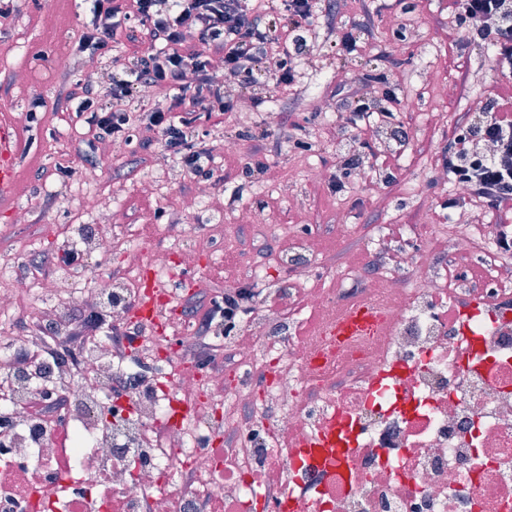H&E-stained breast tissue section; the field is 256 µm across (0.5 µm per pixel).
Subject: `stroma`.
<instances>
[{
    "instance_id": "1",
    "label": "stroma",
    "mask_w": 512,
    "mask_h": 512,
    "mask_svg": "<svg viewBox=\"0 0 512 512\" xmlns=\"http://www.w3.org/2000/svg\"><path fill=\"white\" fill-rule=\"evenodd\" d=\"M14 32L17 44H0V69L22 72L40 83V95L54 101L61 85L52 72L54 58L78 41L87 20L84 0H19ZM321 15L306 34L310 52L297 62L302 77L293 87L276 92L269 101L253 107L252 124H276L290 128L305 122L303 137L308 149L282 142L269 159L271 166L288 177V189L267 187L265 179L242 175L244 153L225 147L241 129L231 114L213 113L196 123L214 147L215 164L222 175L215 191L221 206L187 211L181 169L164 153L147 163L133 151L96 164L100 193L112 196L123 215L116 232L143 255L164 252L183 244L182 222L192 218L199 239L209 241L210 251L187 269L182 281L189 303L207 305L222 288L226 267L246 276L254 260L275 251H287L292 236L309 232L317 244L316 265L307 287L329 291L336 286L335 269L348 263L364 271L367 258L362 240L366 227L383 228L389 250L401 244L398 230L407 224H456L468 213L474 224H511L512 210L489 215L479 204L465 211L444 208L449 196L465 195L462 185H440L435 173L442 164V149L471 120L484 112L491 96L512 93V81L503 78L484 46L460 49L462 29L451 14L449 0H319ZM337 14L339 21L358 22L373 16V40L363 55L338 59L324 16ZM386 73L383 83L373 82ZM357 86L365 100L377 102L385 93L398 99L391 110L396 122L407 128L410 140L396 160L393 181L383 182L372 168L349 176L346 189L335 193L330 180L340 164L342 150L336 145L334 118L348 115L350 102L337 96L342 86ZM86 126L75 113L53 109L29 132L31 143L21 158L22 177L16 197L0 205V268L17 264L27 269L30 282L41 285L53 278L47 256L66 245L63 228L79 207L73 184H62L56 165L84 172L86 163L75 149ZM320 179H311V170ZM165 177L161 192L148 195L142 183L148 173ZM52 198L50 208H38L27 224L13 221L16 210L29 207L34 198ZM258 202L270 223L285 224L282 237L235 221L237 208Z\"/></svg>"
}]
</instances>
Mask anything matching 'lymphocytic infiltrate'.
<instances>
[{
  "mask_svg": "<svg viewBox=\"0 0 512 512\" xmlns=\"http://www.w3.org/2000/svg\"><path fill=\"white\" fill-rule=\"evenodd\" d=\"M285 23L279 33L263 27L253 0H87L90 19L75 46L81 57L110 53L130 18L148 31L152 48L122 76L80 80L60 91L54 103L34 100L27 122L54 108L85 115L92 141H131V126L148 130L142 149L161 147L189 179L214 176L213 149L192 131L198 112H231L242 96L262 104L273 92L293 86L296 61L307 51L304 30L316 0H278ZM466 30L462 47L484 45L503 76L512 75V0H453ZM224 63V83L212 77L215 61ZM266 81H258L256 72ZM168 91V101L143 105L130 114L129 102L143 87ZM479 141L492 151H477ZM450 180L468 194L449 199L452 208L481 203L488 211L512 210V95H495L486 112L460 131L442 150Z\"/></svg>",
  "mask_w": 512,
  "mask_h": 512,
  "instance_id": "f902f5d3",
  "label": "lymphocytic infiltrate"
}]
</instances>
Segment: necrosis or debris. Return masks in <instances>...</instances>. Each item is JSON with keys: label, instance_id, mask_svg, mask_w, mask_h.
<instances>
[{"label": "necrosis or debris", "instance_id": "necrosis-or-debris-1", "mask_svg": "<svg viewBox=\"0 0 512 512\" xmlns=\"http://www.w3.org/2000/svg\"><path fill=\"white\" fill-rule=\"evenodd\" d=\"M97 180L89 170L78 193L92 223L66 232L86 258L124 249L130 272L98 275L79 294L88 269L71 263L41 294L80 295L122 342L98 336L77 351L57 307L29 324L48 344L28 348L11 317L18 272L0 275V512H512V283L490 274L459 287L461 271L416 224L402 236L413 252L370 237L368 269L340 267L328 295L306 287L312 240L299 238L248 280L225 277L226 294L256 298L270 267L289 282L281 308L240 315L250 331L225 347L222 366L194 358L191 324L171 360L134 310L154 281L178 305L177 269L168 254L125 248ZM498 233L490 224L459 244L491 271L512 260ZM412 263L420 276L408 286L397 272ZM360 302L378 304L387 335L340 336L329 322L291 333L302 308L328 321Z\"/></svg>", "mask_w": 512, "mask_h": 512}]
</instances>
